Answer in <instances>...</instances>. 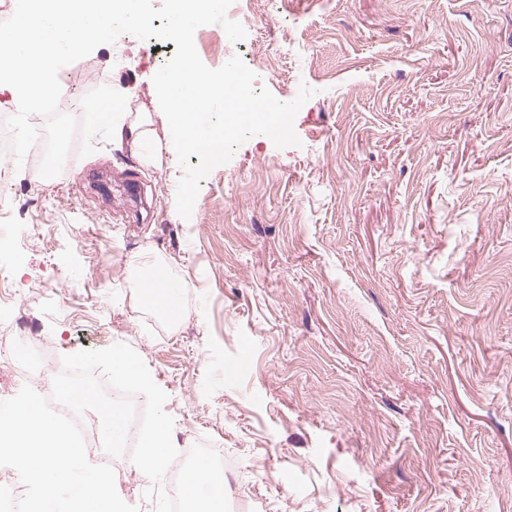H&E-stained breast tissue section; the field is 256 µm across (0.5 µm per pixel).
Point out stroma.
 I'll use <instances>...</instances> for the list:
<instances>
[{
	"instance_id": "obj_1",
	"label": "stroma",
	"mask_w": 512,
	"mask_h": 512,
	"mask_svg": "<svg viewBox=\"0 0 512 512\" xmlns=\"http://www.w3.org/2000/svg\"><path fill=\"white\" fill-rule=\"evenodd\" d=\"M199 27L277 99L315 91L301 144L242 143L190 219L153 77L121 35L67 65L127 90L141 147L97 138L55 178L0 154L17 308L54 353L129 344L173 442L232 461L233 512H512V0H235ZM184 280L168 321L141 262Z\"/></svg>"
}]
</instances>
